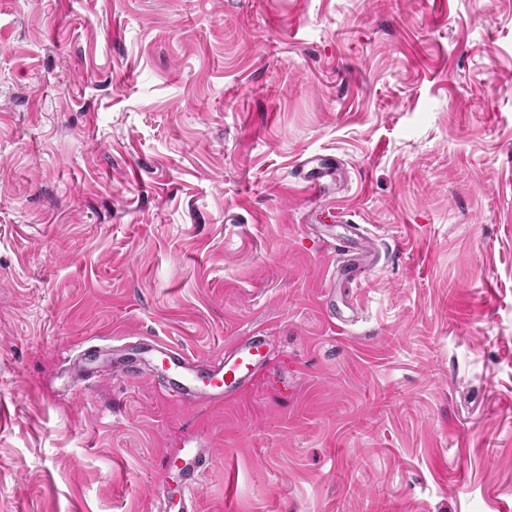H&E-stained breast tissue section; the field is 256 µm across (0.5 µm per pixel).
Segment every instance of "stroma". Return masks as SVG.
<instances>
[{
    "instance_id": "obj_1",
    "label": "stroma",
    "mask_w": 512,
    "mask_h": 512,
    "mask_svg": "<svg viewBox=\"0 0 512 512\" xmlns=\"http://www.w3.org/2000/svg\"><path fill=\"white\" fill-rule=\"evenodd\" d=\"M253 329L217 409L67 385ZM183 448L198 512H512V0H0V512H157ZM309 168L305 172V168ZM336 168L323 159H311L301 162L298 176L304 188L312 196L328 198L325 192L324 178L329 177L335 173ZM344 254L347 256V263H352L360 274L368 270L376 261V252L372 243L363 238L353 240V246H349ZM210 455L203 448H183L181 453L166 459L163 471L166 473V481L159 495L163 497L166 509L168 507L166 490L169 485V472L176 468L181 476V512H197V499L194 496V490L200 485L203 476L209 468Z\"/></svg>"
}]
</instances>
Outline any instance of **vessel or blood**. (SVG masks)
Returning <instances> with one entry per match:
<instances>
[{"label": "vessel or blood", "instance_id": "obj_1", "mask_svg": "<svg viewBox=\"0 0 512 512\" xmlns=\"http://www.w3.org/2000/svg\"><path fill=\"white\" fill-rule=\"evenodd\" d=\"M304 165V171L299 174L304 188L312 196L325 197L324 180L334 174V166L323 159H308ZM346 256L361 272L368 270L376 260L372 243L363 238L354 240ZM140 350L160 364L168 396L196 400L206 409L222 406L228 397L243 390L269 354L265 336L256 331L236 337L225 348L224 360L220 363L190 357L158 341L142 344ZM209 462V453L201 448H185L166 459L165 470H178L181 476V512H198L194 491L207 472Z\"/></svg>", "mask_w": 512, "mask_h": 512}]
</instances>
